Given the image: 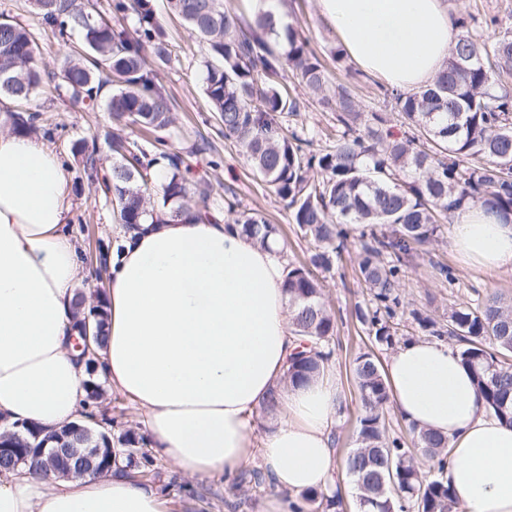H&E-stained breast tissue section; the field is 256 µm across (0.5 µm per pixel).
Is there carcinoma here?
<instances>
[{
  "instance_id": "1",
  "label": "carcinoma",
  "mask_w": 512,
  "mask_h": 512,
  "mask_svg": "<svg viewBox=\"0 0 512 512\" xmlns=\"http://www.w3.org/2000/svg\"><path fill=\"white\" fill-rule=\"evenodd\" d=\"M169 9L181 18L209 47L205 61L204 93L212 112L224 123V139L234 142L252 171L287 202L299 233L311 239L315 251L309 264L289 263L285 291L291 324L301 337L300 350L289 360L286 379L300 386L319 375L332 351L336 332L321 287L309 266L332 269L346 241L344 225L367 224L369 233L359 252V271L370 299L358 305L359 323L377 344L393 347L398 342L394 318L401 306L396 291L413 253L437 241L439 225L451 220L464 206L480 205L502 220L512 218V25L488 43L473 33L471 16L454 19L457 34L445 69L435 81L406 94L380 87L383 101L407 121L411 133L393 137L380 126L387 118L370 113L373 124L357 128L362 112L344 87L335 99L326 95L325 72L308 42L293 26L286 30L288 52L276 54L268 35L277 34L273 14L259 11L245 30L238 16L224 7V0H168ZM42 23L58 29H79L86 51L65 62L54 73L40 69L34 40L25 27L0 22V94L22 105L31 101L43 82L73 97L96 100L104 85L114 88L106 107L116 125H139L157 132L173 123L171 102L159 90L157 71L147 60V50L162 60L169 58L162 27L151 0H112L113 20L88 9L80 0H35ZM134 25L125 24L128 18ZM472 61L459 69V56ZM288 64L309 94L335 104L336 143L313 148L314 139L296 131L287 135L278 117L295 115L304 107L297 96L282 91L273 77ZM38 112L10 114L11 131L31 134ZM158 156L145 160L146 151L135 140L112 135V165L106 173L112 192L114 215L120 224H142L164 210L179 216L186 206L189 188L181 171V156L159 141ZM165 162L166 173L157 181L154 166ZM410 172L407 180L400 179ZM236 213L233 223L260 245L280 237V228L254 210ZM80 323L97 327L92 350L84 361L88 380L86 405L100 397L97 351L106 339V312L82 309ZM411 318L428 335L455 340V351L472 373L486 410L512 425V301L495 293L476 306L453 308L448 324L441 325L413 309ZM355 376L361 411L356 447L346 457L347 473L359 495L372 499L361 512H457V502L444 481L448 445L432 431L410 427L414 448L400 437H391L385 426L390 392L379 358L365 352L355 360ZM105 427L82 446L92 449L86 471L106 474L112 470L110 448H128L139 477L154 475L155 461L132 431L112 432L114 420L101 418ZM71 424L50 434L20 425L0 434V473L13 464L29 473L62 477L65 464L38 448L64 438L78 443V428ZM430 461L431 476L422 474L414 450ZM301 512L342 506L338 494L325 498L318 492L301 495Z\"/></svg>"
}]
</instances>
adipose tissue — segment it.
Segmentation results:
<instances>
[{
  "instance_id": "1",
  "label": "adipose tissue",
  "mask_w": 512,
  "mask_h": 512,
  "mask_svg": "<svg viewBox=\"0 0 512 512\" xmlns=\"http://www.w3.org/2000/svg\"><path fill=\"white\" fill-rule=\"evenodd\" d=\"M318 2L360 69L388 85L413 90L444 68L455 37L446 0ZM70 210L56 153L0 133V418L47 432L82 419L87 396L72 340L88 272ZM112 238L99 374L141 411L156 455L185 478L230 481L259 454L276 493L258 512H293L301 493L326 489L343 396L328 372L282 384L298 338L281 243L264 248L236 225L165 214L113 225ZM451 246L472 265L512 270V224L481 207L456 212ZM385 378L405 422L447 438L444 479L459 512H512V425L487 413L458 354L436 339L409 341L389 356ZM275 389L273 422L259 431ZM0 512H171V502L120 459L105 476L0 475Z\"/></svg>"
}]
</instances>
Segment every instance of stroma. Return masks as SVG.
<instances>
[{"instance_id":"obj_1","label":"stroma","mask_w":512,"mask_h":512,"mask_svg":"<svg viewBox=\"0 0 512 512\" xmlns=\"http://www.w3.org/2000/svg\"><path fill=\"white\" fill-rule=\"evenodd\" d=\"M153 4L171 53L169 60L152 62L160 89L172 103L174 125L164 137L170 148L182 155L186 178L207 184L211 220L221 224L232 222V214L224 207L228 199L236 201L240 209L260 211L271 223L280 225L285 259L306 261L314 249L313 243L297 233L285 202L254 175L244 157L225 141L221 123L209 109L203 91L204 64L208 57L205 43L183 21L169 13L166 0H153ZM280 8L283 19L308 39L310 49L323 62L328 76L327 95H334L337 86L342 85L349 89L364 111H383L376 77L363 73L351 57L335 61L333 53L340 41L335 31L324 23L318 0H280ZM448 10L455 17L470 13L480 18L477 32L490 42L498 37L499 30L485 26V18L511 17L512 0H448ZM1 19L18 22L31 32L37 45L38 63L49 72L59 69L68 50H78L84 45L80 31H72L64 42L55 30L43 25L34 0H0ZM29 107L43 117L36 138L54 150L66 168L72 202L70 224L81 253L111 251L112 226L116 219L112 195L102 183L111 165L107 136L112 133L113 125L109 112L104 105L74 100L47 89L33 97ZM282 126L287 131L305 130L313 136L316 145L321 146L327 134L334 131V113L313 102L298 116L283 118ZM80 140L98 154L97 169L85 168L80 157L72 154L73 143ZM450 234V224H443L438 240L413 257L400 280L403 304L397 319L404 324V333L411 339L424 336L423 331L411 325V310L418 309L444 321L450 309L475 305L478 299L490 293L512 299V271H488L463 265L450 247ZM359 247V241L348 240L347 250L335 270L319 276L323 300L337 325L330 365L345 396L340 417L332 429L336 455L340 458L355 446L360 410L353 373L355 360L371 349L383 360L390 355L389 349L375 347L355 317L356 305L368 299L358 274ZM443 266L452 272V279L441 277L439 269ZM151 486L171 500L174 512H256L263 498L248 482L237 479L227 483L220 477L191 481L174 474L167 463Z\"/></svg>"}]
</instances>
